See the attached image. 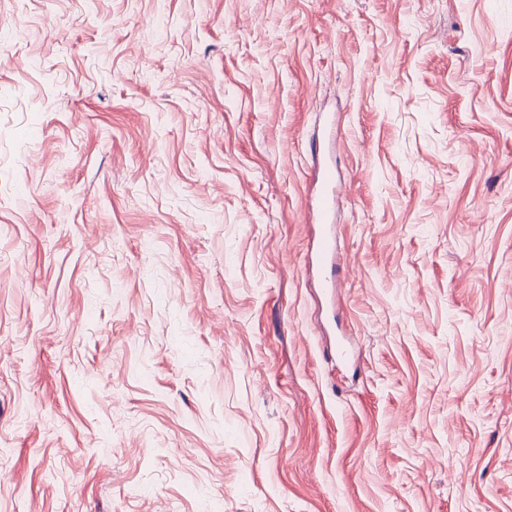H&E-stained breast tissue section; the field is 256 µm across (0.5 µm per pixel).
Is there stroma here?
<instances>
[{"mask_svg":"<svg viewBox=\"0 0 512 512\" xmlns=\"http://www.w3.org/2000/svg\"><path fill=\"white\" fill-rule=\"evenodd\" d=\"M1 53L0 512H512V0H0ZM320 191L312 197L308 205V218L312 223L330 224L336 194V175L332 168L324 167L318 172ZM340 246L337 233L329 228L325 231L323 236L317 241L314 252V266L319 272L322 270L323 264L327 261L330 266V275L328 279V288H333V272L337 265V258L339 256Z\"/></svg>","mask_w":512,"mask_h":512,"instance_id":"stroma-1","label":"stroma"}]
</instances>
